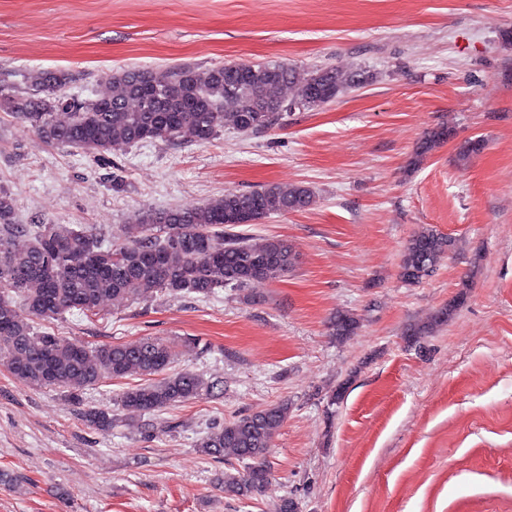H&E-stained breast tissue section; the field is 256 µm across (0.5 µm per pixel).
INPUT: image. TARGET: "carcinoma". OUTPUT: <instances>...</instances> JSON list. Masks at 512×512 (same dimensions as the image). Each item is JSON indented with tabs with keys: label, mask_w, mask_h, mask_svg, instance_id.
Returning <instances> with one entry per match:
<instances>
[{
	"label": "carcinoma",
	"mask_w": 512,
	"mask_h": 512,
	"mask_svg": "<svg viewBox=\"0 0 512 512\" xmlns=\"http://www.w3.org/2000/svg\"><path fill=\"white\" fill-rule=\"evenodd\" d=\"M361 69L322 68L300 72L276 61L226 63L204 70L172 66L165 70L127 69L106 76L95 98L66 99L64 70L29 73L23 91L0 86V112L33 127L50 144L95 155L118 144L161 140L173 145L210 142L229 123L242 133L271 129L296 110L325 105L368 83ZM68 118L60 121L56 113ZM452 129L438 127L418 145L419 164ZM314 202L302 184H270L224 195L193 208L138 214L134 234L114 245L91 230L69 224H19L11 195L0 190V358L12 374L37 388H64L77 403L83 391L104 379L140 378L119 396L126 410L147 417L144 435H152L149 416L209 395L217 383L201 374L169 371L175 350L170 343L143 338L135 344L89 347L35 329L76 310L97 316L108 297L136 299L156 292L195 294L208 299L225 289L244 291L251 284L288 273L297 256L285 238L254 242L240 227L272 214L300 211ZM27 239L23 248L16 240ZM457 240L424 227L406 243L401 278L416 284L431 276L441 259L455 252ZM453 306L408 328L418 338L448 322ZM360 321L338 312L331 335L342 341ZM288 417V404L270 405L218 423L197 440L196 448L217 462L237 461L242 470L224 473V495L237 500L261 496L271 479L269 450ZM88 426L109 432L117 427L111 411L88 406Z\"/></svg>",
	"instance_id": "obj_1"
}]
</instances>
